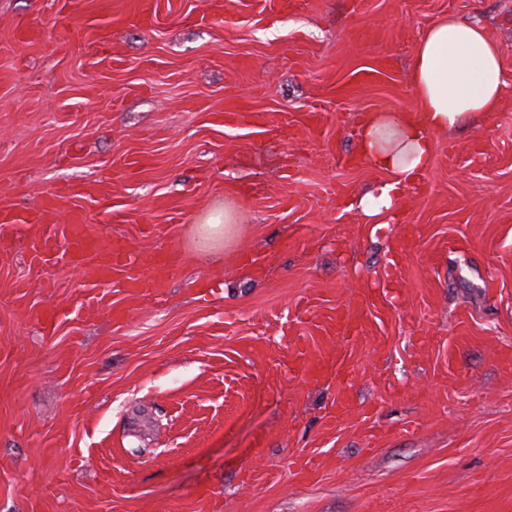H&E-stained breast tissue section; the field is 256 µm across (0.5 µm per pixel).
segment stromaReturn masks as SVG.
<instances>
[{
  "label": "stroma",
  "instance_id": "stroma-1",
  "mask_svg": "<svg viewBox=\"0 0 512 512\" xmlns=\"http://www.w3.org/2000/svg\"><path fill=\"white\" fill-rule=\"evenodd\" d=\"M448 13L502 44L505 99L434 135L430 170L368 218L385 176L355 117L416 111V43ZM52 193L55 223L82 207L135 274L181 261L161 299L109 288L123 320L71 319L90 268L30 266L17 227L0 512H512V0H0V207ZM227 206L236 236L200 252L195 224ZM350 304L354 338L327 340ZM297 347L336 373L304 375Z\"/></svg>",
  "mask_w": 512,
  "mask_h": 512
}]
</instances>
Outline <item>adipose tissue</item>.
Instances as JSON below:
<instances>
[{
  "label": "adipose tissue",
  "instance_id": "adipose-tissue-1",
  "mask_svg": "<svg viewBox=\"0 0 512 512\" xmlns=\"http://www.w3.org/2000/svg\"><path fill=\"white\" fill-rule=\"evenodd\" d=\"M410 85L419 121L378 111L359 130L361 152L388 177L361 200L371 218L390 210L398 191L429 169L434 134L481 124L497 112L507 87L503 47L480 22L442 16L416 44Z\"/></svg>",
  "mask_w": 512,
  "mask_h": 512
}]
</instances>
